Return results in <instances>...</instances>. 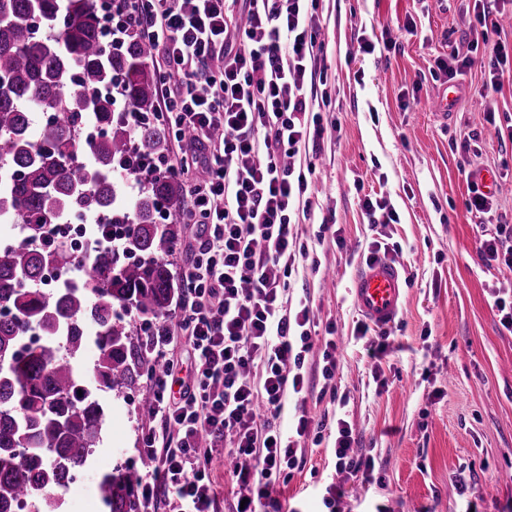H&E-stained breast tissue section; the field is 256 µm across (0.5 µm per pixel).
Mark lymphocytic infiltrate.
I'll list each match as a JSON object with an SVG mask.
<instances>
[{
	"instance_id": "lymphocytic-infiltrate-1",
	"label": "lymphocytic infiltrate",
	"mask_w": 512,
	"mask_h": 512,
	"mask_svg": "<svg viewBox=\"0 0 512 512\" xmlns=\"http://www.w3.org/2000/svg\"><path fill=\"white\" fill-rule=\"evenodd\" d=\"M316 0H105L110 36L134 34L154 48L158 110L172 138L194 152L202 177L186 184L187 221L201 227L174 311L195 372L180 382L155 341L150 414L161 431L142 437L150 462L140 512H218L216 451L232 458L233 483L277 492L298 468L296 438L322 433L328 417L295 416V439L278 421L301 394L314 341L308 301L284 296L296 259L291 216L307 190L296 157L328 132L310 122L308 82L319 70ZM261 377H254L255 367ZM336 425V468L374 462L352 454L353 431Z\"/></svg>"
}]
</instances>
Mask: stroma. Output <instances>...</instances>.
I'll list each match as a JSON object with an SVG mask.
<instances>
[{"mask_svg":"<svg viewBox=\"0 0 512 512\" xmlns=\"http://www.w3.org/2000/svg\"><path fill=\"white\" fill-rule=\"evenodd\" d=\"M474 22V0H318L327 82L311 108L336 133L298 155L312 213L292 217L307 254L292 267L288 303L308 298L317 336L340 342L334 378L304 366L309 389L284 413L299 403L313 417L337 413L374 467L340 473L335 429L300 439L303 462L277 512H328L331 485L344 490L337 512H512V331L494 306L512 295V270L480 253L496 225L512 222V142L494 131L512 126V70L498 91L486 88L490 55ZM364 39L373 52H361ZM454 51L474 63L449 82L436 61ZM448 83L458 96L442 117L436 99ZM485 169L499 187L477 216L466 177ZM368 196L387 199L396 222L369 223ZM379 243L406 282L393 343L375 359L348 288ZM151 391L142 364L130 385L104 392L101 440L59 512H100L101 477L138 457Z\"/></svg>","mask_w":512,"mask_h":512,"instance_id":"obj_1","label":"stroma"}]
</instances>
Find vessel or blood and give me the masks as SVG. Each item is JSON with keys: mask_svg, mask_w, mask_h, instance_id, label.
Returning a JSON list of instances; mask_svg holds the SVG:
<instances>
[{"mask_svg": "<svg viewBox=\"0 0 512 512\" xmlns=\"http://www.w3.org/2000/svg\"><path fill=\"white\" fill-rule=\"evenodd\" d=\"M405 281L404 272L387 259L366 263L351 288L358 314L378 329L392 325L402 309Z\"/></svg>", "mask_w": 512, "mask_h": 512, "instance_id": "1", "label": "vessel or blood"}]
</instances>
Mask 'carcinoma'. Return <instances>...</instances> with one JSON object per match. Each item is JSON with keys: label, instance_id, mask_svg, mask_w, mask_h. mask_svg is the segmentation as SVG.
<instances>
[{"label": "carcinoma", "instance_id": "obj_1", "mask_svg": "<svg viewBox=\"0 0 512 512\" xmlns=\"http://www.w3.org/2000/svg\"><path fill=\"white\" fill-rule=\"evenodd\" d=\"M151 54L136 37L118 47L107 41L98 0H0V217L26 235L0 243V506L56 512L71 471L99 440L104 413L75 367L86 321L97 327L96 381L118 390L148 347L125 315L160 322L180 291L167 257L185 215L181 182L149 169L126 203L117 180L167 151V129L150 119ZM119 97L141 114L137 127L115 117ZM87 213L124 225V248L94 246L82 257L62 245L35 247L48 225ZM49 264H81L83 277L40 288ZM32 331L41 336L35 347L27 345ZM139 482L133 469L102 476L110 512H135Z\"/></svg>", "mask_w": 512, "mask_h": 512}]
</instances>
